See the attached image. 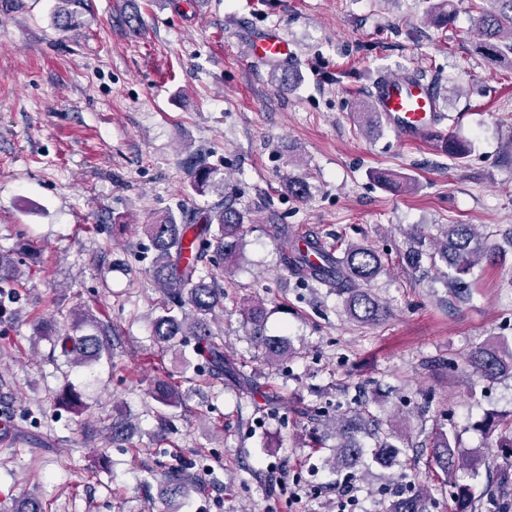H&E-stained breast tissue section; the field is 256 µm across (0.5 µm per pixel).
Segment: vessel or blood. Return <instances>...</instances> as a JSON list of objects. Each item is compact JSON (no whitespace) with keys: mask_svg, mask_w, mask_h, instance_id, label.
<instances>
[{"mask_svg":"<svg viewBox=\"0 0 512 512\" xmlns=\"http://www.w3.org/2000/svg\"><path fill=\"white\" fill-rule=\"evenodd\" d=\"M251 53L257 58L284 62L292 55L288 41L271 27L258 30L252 37ZM373 96L378 112L403 141L423 140L437 132L441 124L433 89L415 81L412 75L381 77Z\"/></svg>","mask_w":512,"mask_h":512,"instance_id":"obj_1","label":"vessel or blood"}]
</instances>
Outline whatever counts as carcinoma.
<instances>
[{
  "label": "carcinoma",
  "mask_w": 512,
  "mask_h": 512,
  "mask_svg": "<svg viewBox=\"0 0 512 512\" xmlns=\"http://www.w3.org/2000/svg\"><path fill=\"white\" fill-rule=\"evenodd\" d=\"M82 0H58L57 19L60 27H72L73 8ZM477 26L482 47L500 60L512 63V0H478ZM359 108L371 127L383 124L374 101L364 100ZM472 150L471 142L449 138L445 142L448 157L464 159ZM184 164L191 176L190 187L197 195L208 192L224 193V177L217 170L188 153ZM244 214L233 204L221 202L201 213H167L143 225L156 251L151 277L164 296L161 312L155 317L152 336L159 344L175 341L180 336H191L199 347L209 353V365L215 376L224 378L241 394L252 396L258 386L243 377L224 359V344L217 336L213 324L216 310L224 307V290L214 281H206L200 263L222 267L237 260L244 246ZM490 233L479 232L472 224H450L442 238L435 242L417 238L408 258L415 267L421 266L423 257H437L445 262L448 288L455 294L469 292L472 283L466 276L482 260L492 258L494 249L489 245ZM306 247L282 254V261L303 284L312 288H327L344 298L348 318L362 325L379 324L389 310L365 288L385 270L382 256L374 248L358 244L336 242L327 247L317 236L305 241ZM24 275L20 264L0 253V295L12 296L15 282ZM250 335L274 362L288 356L289 347L281 339L266 335L264 320L267 308L262 301H253L245 309ZM74 334H57L55 345L71 357L74 364L82 365L100 358L108 347V325L101 323L88 308L69 313ZM472 374L478 379L495 382L512 378V344L501 337L492 336L475 346L467 355ZM155 401L164 408L182 405L180 387L168 379H158L151 390ZM297 413L317 422L309 432L307 447L321 448L330 434L327 427L334 426L336 446L334 454L326 459L332 470L356 469L371 458L379 468L391 469L405 447V438L397 432L381 434L379 421L368 407L360 406L350 417L342 415L326 418V412L301 407ZM486 435H496L497 447L507 449L504 464L498 466L497 476L474 494L470 478L478 475L479 460L457 445L458 436L445 430L435 433L430 446L429 468L440 470L449 478L452 512H512V417L505 420L494 412H486L480 421ZM374 441L372 453H367L365 439ZM191 492V484L178 470L167 472L163 480L162 499L165 512H177L174 503ZM436 508L430 488L420 485L407 490L392 500L385 512H430Z\"/></svg>",
  "instance_id": "carcinoma-1"
}]
</instances>
